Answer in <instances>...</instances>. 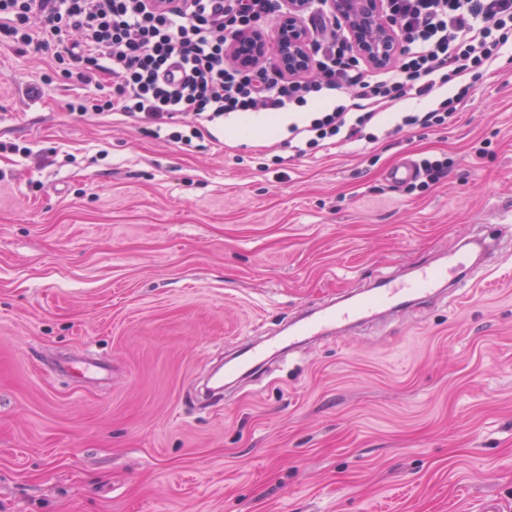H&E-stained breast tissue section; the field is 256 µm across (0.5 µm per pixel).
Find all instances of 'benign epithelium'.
<instances>
[{"instance_id": "7a95c632", "label": "benign epithelium", "mask_w": 512, "mask_h": 512, "mask_svg": "<svg viewBox=\"0 0 512 512\" xmlns=\"http://www.w3.org/2000/svg\"><path fill=\"white\" fill-rule=\"evenodd\" d=\"M303 0H288L273 38L262 32L241 36L232 47L240 65L251 66L273 53V61L288 74L309 67V37L301 21ZM337 17L349 28L356 54L375 67L390 64L399 50L394 24L381 9V0H331Z\"/></svg>"}]
</instances>
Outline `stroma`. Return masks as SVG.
<instances>
[{
	"label": "stroma",
	"mask_w": 512,
	"mask_h": 512,
	"mask_svg": "<svg viewBox=\"0 0 512 512\" xmlns=\"http://www.w3.org/2000/svg\"><path fill=\"white\" fill-rule=\"evenodd\" d=\"M87 93L0 44V512H512V223L494 285L225 375L311 308L492 232L512 53L447 127L305 156L228 118L183 146L70 111ZM430 154L447 182L387 181Z\"/></svg>",
	"instance_id": "stroma-1"
}]
</instances>
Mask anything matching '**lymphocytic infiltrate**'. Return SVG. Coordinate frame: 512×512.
Segmentation results:
<instances>
[{
  "label": "lymphocytic infiltrate",
  "instance_id": "1",
  "mask_svg": "<svg viewBox=\"0 0 512 512\" xmlns=\"http://www.w3.org/2000/svg\"><path fill=\"white\" fill-rule=\"evenodd\" d=\"M316 31L309 77L291 78L271 60L244 68L229 59L241 34L284 11V0H0V42L50 54L57 67L81 62L83 85L112 79L109 98H79L71 111L119 112L167 128V139L191 145L200 125L242 112L307 106L324 94L338 102L291 125L296 154L342 140L377 141L382 110L406 96L433 98L424 112L397 115L393 132L442 127L512 40V0H383L400 50L383 79L365 74L350 31L329 0H306ZM453 96L437 93L450 78Z\"/></svg>",
  "mask_w": 512,
  "mask_h": 512
}]
</instances>
